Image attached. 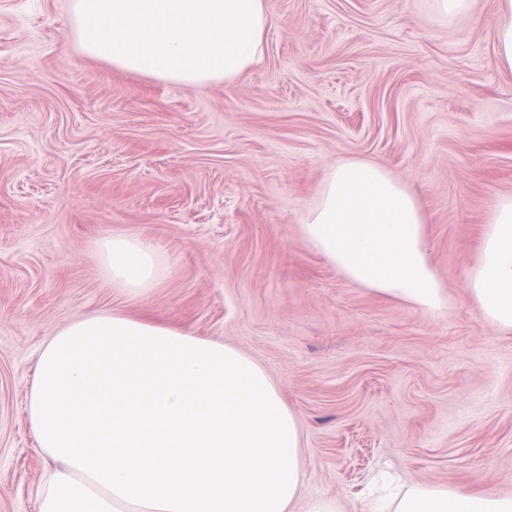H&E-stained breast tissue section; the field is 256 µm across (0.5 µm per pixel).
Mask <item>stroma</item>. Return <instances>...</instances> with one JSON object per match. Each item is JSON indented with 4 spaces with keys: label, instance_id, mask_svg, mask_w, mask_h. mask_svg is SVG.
<instances>
[{
    "label": "stroma",
    "instance_id": "35a3bbf8",
    "mask_svg": "<svg viewBox=\"0 0 512 512\" xmlns=\"http://www.w3.org/2000/svg\"><path fill=\"white\" fill-rule=\"evenodd\" d=\"M263 60L230 82L164 83L86 56L71 0H0V512H36L48 462L27 415L42 344L102 311L232 345L298 418L304 483L367 512L381 471L512 496V331L466 288L512 195V70L501 0L439 19L431 0H268ZM343 157L403 180L448 309L342 277L301 237ZM164 265L130 296L106 236ZM496 51L499 61L512 70V21L499 25L497 30ZM101 270L112 284L128 295H141L162 279L159 256L143 241L130 236H109L97 244Z\"/></svg>",
    "mask_w": 512,
    "mask_h": 512
}]
</instances>
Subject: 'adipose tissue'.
<instances>
[{
	"label": "adipose tissue",
	"mask_w": 512,
	"mask_h": 512,
	"mask_svg": "<svg viewBox=\"0 0 512 512\" xmlns=\"http://www.w3.org/2000/svg\"><path fill=\"white\" fill-rule=\"evenodd\" d=\"M82 51L161 82L196 86L259 63L267 0H73ZM347 280L428 313L448 308L408 186L364 159L337 160L301 224ZM112 286L162 279L143 241L97 244ZM466 286L483 317L512 330V196L497 200ZM29 416L52 467L38 512H289L304 480L295 414L267 372L224 342L118 311L57 329L39 351ZM394 512H512V497L407 489Z\"/></svg>",
	"instance_id": "obj_1"
}]
</instances>
